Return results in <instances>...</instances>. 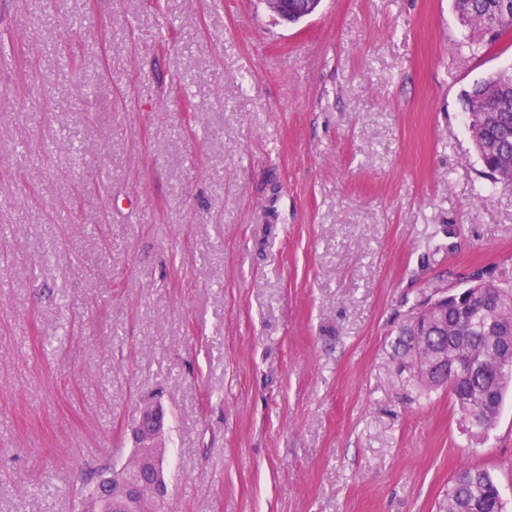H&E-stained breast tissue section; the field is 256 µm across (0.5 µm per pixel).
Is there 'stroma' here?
<instances>
[{
  "label": "stroma",
  "mask_w": 512,
  "mask_h": 512,
  "mask_svg": "<svg viewBox=\"0 0 512 512\" xmlns=\"http://www.w3.org/2000/svg\"><path fill=\"white\" fill-rule=\"evenodd\" d=\"M452 0H0V512H74L147 402L174 512H512V401L474 443L393 358L434 287L512 268V187ZM512 68L474 81L461 93L468 130L484 172L512 185ZM493 112V113H487ZM503 508L494 476L463 466L448 484L443 512H502Z\"/></svg>",
  "instance_id": "obj_1"
}]
</instances>
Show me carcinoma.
Segmentation results:
<instances>
[{
    "label": "carcinoma",
    "instance_id": "carcinoma-1",
    "mask_svg": "<svg viewBox=\"0 0 512 512\" xmlns=\"http://www.w3.org/2000/svg\"><path fill=\"white\" fill-rule=\"evenodd\" d=\"M457 16L478 35H467L455 43L461 55L479 57L488 46L512 33V0H453ZM460 100L467 115L468 130L484 172L496 183L512 185V68L500 69L474 81L462 91ZM495 279L479 296L489 306L491 316L512 336V269L494 270ZM469 298L458 297L434 328H448V347L462 363L479 359L503 358L495 337L483 327L485 312L468 311ZM408 318L398 329L393 344L399 365L413 371L420 393L428 395L449 389L470 437L483 440L501 415L505 396L512 388V368L506 371L470 373L464 378L452 371L433 369L431 350L437 344L435 333L418 331ZM443 512H503V502L494 476L482 469L463 466L448 484Z\"/></svg>",
    "mask_w": 512,
    "mask_h": 512
}]
</instances>
